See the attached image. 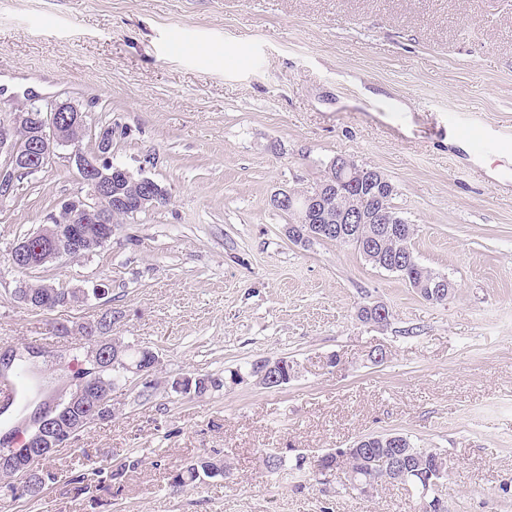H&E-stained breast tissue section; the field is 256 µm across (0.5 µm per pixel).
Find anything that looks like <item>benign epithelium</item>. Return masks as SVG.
I'll return each mask as SVG.
<instances>
[{"label": "benign epithelium", "mask_w": 512, "mask_h": 512, "mask_svg": "<svg viewBox=\"0 0 512 512\" xmlns=\"http://www.w3.org/2000/svg\"><path fill=\"white\" fill-rule=\"evenodd\" d=\"M86 124L87 113L78 105L56 99L40 103L36 98H29L0 117V202L17 193L19 175L33 176L43 171L62 147H72L68 159L75 164L87 186L86 195L61 205L60 213L65 217L63 223L45 224L15 246L10 262L16 268L28 269L63 256L85 255L91 249V238L85 230L87 224L99 225L101 240L110 239L114 232L112 211L120 207L123 201L122 197L113 195L112 185L116 176L125 184L138 188L136 204L140 210L155 207L165 195L153 179L112 163V129L100 131L94 155L82 152L68 137L67 131ZM335 169L340 172V183L351 189L363 184L369 174L366 167L348 157L337 162ZM331 187V183L323 184L302 198L279 190L273 195L272 203L304 216L325 205L331 196ZM368 219L375 224L399 223L380 205L369 216L362 210L348 208L343 213L342 223L361 224ZM23 287L24 284L20 283L14 288V297L23 304L42 310L71 307L88 300L87 292L71 290L63 301L53 304L47 300H36L31 295L22 296L20 289ZM444 287L446 279L443 278L436 281L434 288L420 289L418 293L424 300L437 303L449 296ZM76 331L87 341L84 351L87 365L85 374L72 378L63 394L41 407L28 420L22 447L6 446L0 449V467L17 470L23 479L33 473L32 461L72 443L89 421L107 420L116 415L119 406L112 402V392L117 388V381L104 386L102 382L105 377L128 379L144 376L159 364L158 356L151 350L141 361L130 359L122 341L110 336L112 317L106 313L95 321L76 325ZM299 372V366L285 358L267 359L258 362L247 373L238 374L236 380L241 383L252 380L266 386L282 375L291 378ZM200 379V375H186L171 381L169 388L177 393H191L194 382ZM447 476V458L439 453L435 455L432 467L415 472L405 467V460L394 458L391 476L383 478L382 482L412 487L422 506L430 502L432 506H427L429 510L440 512L443 501L439 495L432 496L430 492L439 489Z\"/></svg>", "instance_id": "7a95c632"}]
</instances>
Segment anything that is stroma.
<instances>
[{
  "mask_svg": "<svg viewBox=\"0 0 512 512\" xmlns=\"http://www.w3.org/2000/svg\"><path fill=\"white\" fill-rule=\"evenodd\" d=\"M29 94L88 112L86 154L112 128L113 163L168 201L97 253L19 270L17 240L87 192L61 157L29 177L0 205V346L79 357L57 325L116 311L113 335L158 354L151 378L278 358L300 374L202 397L132 378L114 418L46 461L39 500L0 491V512H417L397 483L366 497L263 464L393 432L447 454L445 512H512V155L472 161L448 128L456 113L512 129V0H0V113ZM339 155L395 185L416 257L455 285L447 301L354 246L288 240L272 195ZM26 280L109 293L37 312L13 297ZM376 303L388 324L358 319ZM201 457L227 459L228 477L173 489Z\"/></svg>",
  "mask_w": 512,
  "mask_h": 512,
  "instance_id": "stroma-1",
  "label": "stroma"
}]
</instances>
